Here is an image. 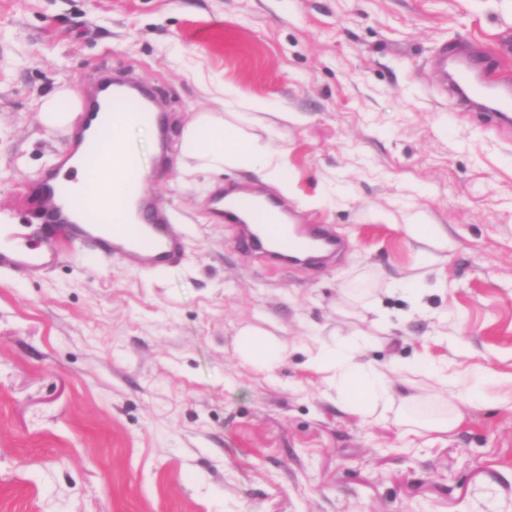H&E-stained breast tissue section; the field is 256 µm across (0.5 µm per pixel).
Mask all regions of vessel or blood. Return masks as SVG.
I'll return each mask as SVG.
<instances>
[{
	"label": "vessel or blood",
	"mask_w": 512,
	"mask_h": 512,
	"mask_svg": "<svg viewBox=\"0 0 512 512\" xmlns=\"http://www.w3.org/2000/svg\"><path fill=\"white\" fill-rule=\"evenodd\" d=\"M440 82L453 105L475 104L486 110L492 126L512 123V79L486 78L476 73L466 61H457L452 72L442 73ZM83 125L69 134L65 157H77L87 180L95 181L105 173L102 148L110 136L105 115L124 112L134 121L154 125L159 135H166L164 113L158 112L153 99L133 80L117 81L86 93ZM114 169L126 177L128 185L138 180L139 159L129 150L114 152ZM26 193L44 202L37 217L35 236L17 235L15 242L0 244V273L24 270L35 274L55 263L64 245L88 244L103 257L119 261L124 267L156 271L174 264L182 252L184 233L171 223L145 195L115 199L112 217H104L90 199L76 200L66 184L53 176L27 183ZM246 211L249 221L242 226L241 243L248 249L269 254L280 265L304 251L306 246L333 250L334 239L323 228L310 230L305 238L288 234L272 235L270 228L275 206L269 201L244 200L227 209L229 219Z\"/></svg>",
	"instance_id": "b4317fda"
}]
</instances>
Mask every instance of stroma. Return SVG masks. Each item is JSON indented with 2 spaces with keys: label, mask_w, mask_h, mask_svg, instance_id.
<instances>
[{
  "label": "stroma",
  "mask_w": 512,
  "mask_h": 512,
  "mask_svg": "<svg viewBox=\"0 0 512 512\" xmlns=\"http://www.w3.org/2000/svg\"><path fill=\"white\" fill-rule=\"evenodd\" d=\"M462 41L512 77V0H0V216H30L21 185L65 146L38 100L131 70L172 116L167 172L142 144L141 190L186 229L160 271L74 245L38 277L0 273V512H512L511 407L408 435L337 406L301 352L268 371L237 344L249 323L292 343L362 330L379 362L512 373V129L440 93L439 48ZM216 109L282 154L286 212L336 230L335 264L239 248L214 197L279 192L182 157ZM406 213L438 230L431 274ZM419 273L424 315L383 289Z\"/></svg>",
  "instance_id": "obj_1"
}]
</instances>
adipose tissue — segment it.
<instances>
[{"mask_svg": "<svg viewBox=\"0 0 512 512\" xmlns=\"http://www.w3.org/2000/svg\"><path fill=\"white\" fill-rule=\"evenodd\" d=\"M182 152L205 167H234L260 176L281 194L289 192L288 171L277 154L241 129L226 124L222 114L210 113L188 125L182 137ZM62 173L75 195L93 198L107 215L112 212L114 196L125 187L112 169L107 172L106 182L97 186L86 185L75 165H66ZM368 343L366 333L355 332L330 342L312 338L296 347L256 325L238 331V349L250 364L270 370L293 350H300L307 364L322 373L325 390L335 394L337 404L367 421L394 419L406 425L411 434L447 433L463 422L462 415L454 410L421 419L409 415V408L417 402L412 379L418 375L449 390L452 398L462 403L512 401V374L496 375L479 364L454 369L448 363L425 358L400 366L377 363L364 356Z\"/></svg>", "mask_w": 512, "mask_h": 512, "instance_id": "1", "label": "adipose tissue"}]
</instances>
